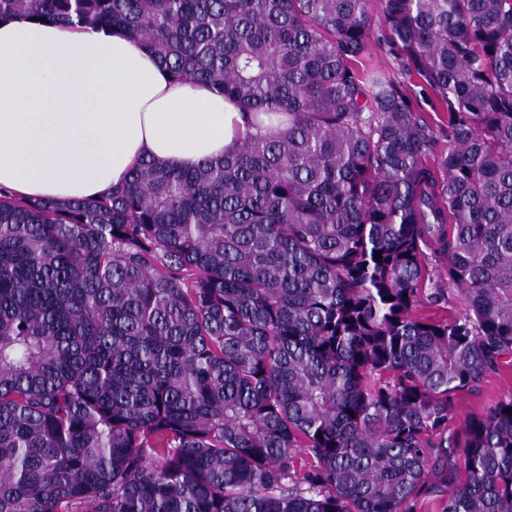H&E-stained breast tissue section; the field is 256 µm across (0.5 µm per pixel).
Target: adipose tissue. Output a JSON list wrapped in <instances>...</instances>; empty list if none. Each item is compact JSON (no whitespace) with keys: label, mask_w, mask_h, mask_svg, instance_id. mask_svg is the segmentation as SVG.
Instances as JSON below:
<instances>
[{"label":"adipose tissue","mask_w":512,"mask_h":512,"mask_svg":"<svg viewBox=\"0 0 512 512\" xmlns=\"http://www.w3.org/2000/svg\"><path fill=\"white\" fill-rule=\"evenodd\" d=\"M238 105L173 82L117 28L0 21V187L87 199L150 156L176 169L235 147Z\"/></svg>","instance_id":"adipose-tissue-1"}]
</instances>
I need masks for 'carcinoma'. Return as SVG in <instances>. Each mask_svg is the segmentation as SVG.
<instances>
[{"label":"carcinoma","mask_w":512,"mask_h":512,"mask_svg":"<svg viewBox=\"0 0 512 512\" xmlns=\"http://www.w3.org/2000/svg\"><path fill=\"white\" fill-rule=\"evenodd\" d=\"M19 14L122 29L248 129L95 199L0 189V512H512V394L448 428L512 364V0H384L448 109L433 167L407 95L353 67L368 0ZM462 310L460 301L455 297L448 298V303H434L424 299L417 307L416 312L422 317L442 318L458 314ZM509 393H512V366L487 373L476 390L459 392L454 403L453 428L463 429L468 418L481 415L487 407Z\"/></svg>","instance_id":"carcinoma-1"}]
</instances>
